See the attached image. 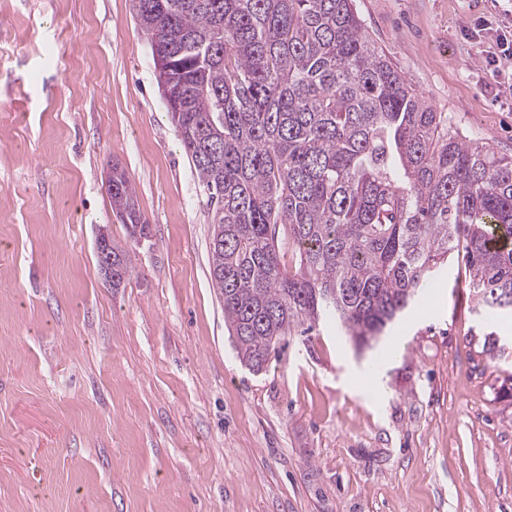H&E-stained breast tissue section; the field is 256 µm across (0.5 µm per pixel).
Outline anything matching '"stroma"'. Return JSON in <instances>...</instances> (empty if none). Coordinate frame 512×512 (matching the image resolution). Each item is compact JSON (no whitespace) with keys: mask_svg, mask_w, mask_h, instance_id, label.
Listing matches in <instances>:
<instances>
[{"mask_svg":"<svg viewBox=\"0 0 512 512\" xmlns=\"http://www.w3.org/2000/svg\"><path fill=\"white\" fill-rule=\"evenodd\" d=\"M446 113L512 154V0H355ZM131 179L129 238L105 173ZM212 214L131 0H0V512H512L491 317L449 259L357 352L320 320L258 373L210 273ZM128 248L113 287L96 238Z\"/></svg>","mask_w":512,"mask_h":512,"instance_id":"obj_1","label":"stroma"}]
</instances>
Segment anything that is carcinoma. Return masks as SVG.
Masks as SVG:
<instances>
[{
    "label": "carcinoma",
    "instance_id": "obj_1",
    "mask_svg": "<svg viewBox=\"0 0 512 512\" xmlns=\"http://www.w3.org/2000/svg\"><path fill=\"white\" fill-rule=\"evenodd\" d=\"M131 2L213 204L211 278L246 368L305 320L371 346L456 254L485 304L512 297V157L450 134L354 0ZM134 197L112 165V210L146 238ZM112 266L118 288L130 252L113 245Z\"/></svg>",
    "mask_w": 512,
    "mask_h": 512
}]
</instances>
